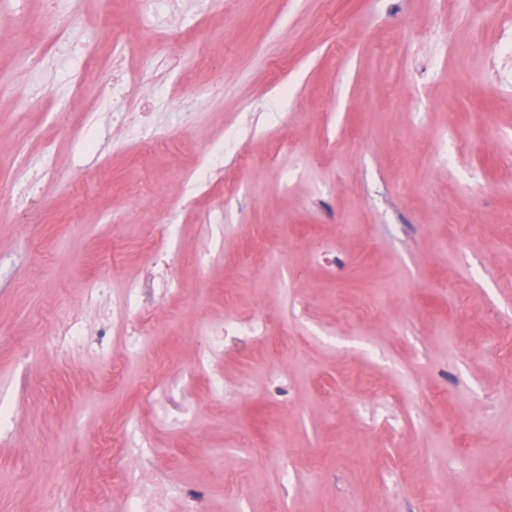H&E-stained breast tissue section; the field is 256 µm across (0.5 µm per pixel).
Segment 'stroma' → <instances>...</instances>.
<instances>
[{"label": "stroma", "instance_id": "35a3bbf8", "mask_svg": "<svg viewBox=\"0 0 512 512\" xmlns=\"http://www.w3.org/2000/svg\"><path fill=\"white\" fill-rule=\"evenodd\" d=\"M42 8L0 0V192L39 217L0 215V512H126L135 482L168 512H512V57L487 0H444L442 27L487 18L462 52L425 35L429 0H81L61 60ZM160 30L187 33L165 62ZM118 34L145 80L124 124L87 58Z\"/></svg>", "mask_w": 512, "mask_h": 512}]
</instances>
